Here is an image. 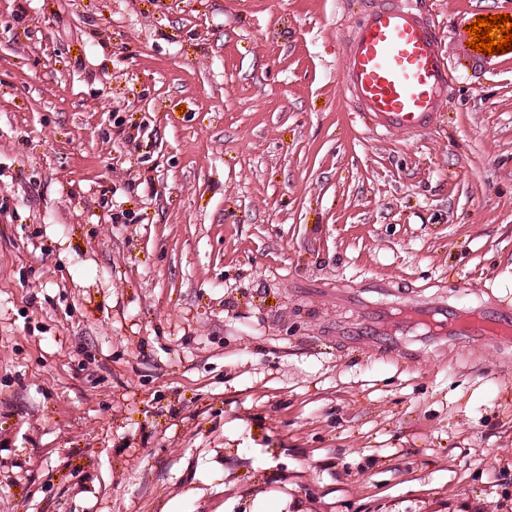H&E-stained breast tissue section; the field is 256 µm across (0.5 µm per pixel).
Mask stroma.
<instances>
[{"instance_id":"35a3bbf8","label":"stroma","mask_w":512,"mask_h":512,"mask_svg":"<svg viewBox=\"0 0 512 512\" xmlns=\"http://www.w3.org/2000/svg\"><path fill=\"white\" fill-rule=\"evenodd\" d=\"M364 2L0 0V512H512V0L406 133ZM419 312L429 314L428 317L442 316L444 320L440 321V324L442 329H446L448 326V336L478 338L490 332L509 338L512 335V309L510 311V308L506 313L480 312L473 319L464 323L458 321L459 316L455 313L448 315V312L444 310L433 309L430 312L420 310Z\"/></svg>"}]
</instances>
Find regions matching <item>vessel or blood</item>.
I'll return each instance as SVG.
<instances>
[{
	"label": "vessel or blood",
	"instance_id": "b4317fda",
	"mask_svg": "<svg viewBox=\"0 0 512 512\" xmlns=\"http://www.w3.org/2000/svg\"><path fill=\"white\" fill-rule=\"evenodd\" d=\"M340 82L382 132L431 127L448 92V62L439 30L409 0H373L349 39ZM443 323L449 335H512V310L482 312L467 322Z\"/></svg>",
	"mask_w": 512,
	"mask_h": 512
}]
</instances>
